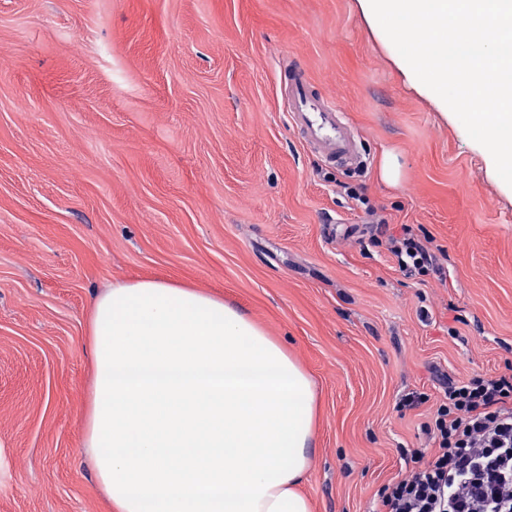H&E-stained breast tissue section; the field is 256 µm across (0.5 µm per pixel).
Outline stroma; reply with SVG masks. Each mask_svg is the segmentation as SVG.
Segmentation results:
<instances>
[{"mask_svg": "<svg viewBox=\"0 0 512 512\" xmlns=\"http://www.w3.org/2000/svg\"><path fill=\"white\" fill-rule=\"evenodd\" d=\"M1 54L0 512H112L81 433L88 316L115 281L233 301L309 373L315 512H377L433 445L443 377L512 364V187L359 0H0ZM293 62L357 131L358 168L290 126ZM405 225L441 275L399 268Z\"/></svg>", "mask_w": 512, "mask_h": 512, "instance_id": "obj_1", "label": "stroma"}]
</instances>
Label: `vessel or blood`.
<instances>
[{
  "instance_id": "b4317fda",
  "label": "vessel or blood",
  "mask_w": 512,
  "mask_h": 512,
  "mask_svg": "<svg viewBox=\"0 0 512 512\" xmlns=\"http://www.w3.org/2000/svg\"><path fill=\"white\" fill-rule=\"evenodd\" d=\"M285 98L289 120L308 147L332 164H361L358 137L345 113L314 87L302 68L289 71Z\"/></svg>"
}]
</instances>
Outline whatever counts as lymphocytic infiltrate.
I'll return each instance as SVG.
<instances>
[{
  "mask_svg": "<svg viewBox=\"0 0 512 512\" xmlns=\"http://www.w3.org/2000/svg\"><path fill=\"white\" fill-rule=\"evenodd\" d=\"M389 244L403 271H437L410 228ZM443 388L426 427L433 454L414 451L416 471L384 488L379 512H512V374L448 379Z\"/></svg>",
  "mask_w": 512,
  "mask_h": 512,
  "instance_id": "1",
  "label": "lymphocytic infiltrate"
}]
</instances>
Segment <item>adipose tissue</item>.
Listing matches in <instances>:
<instances>
[{
    "mask_svg": "<svg viewBox=\"0 0 512 512\" xmlns=\"http://www.w3.org/2000/svg\"><path fill=\"white\" fill-rule=\"evenodd\" d=\"M82 442L114 512H314L315 385L249 314L163 279L109 284L88 319Z\"/></svg>",
    "mask_w": 512,
    "mask_h": 512,
    "instance_id": "adipose-tissue-1",
    "label": "adipose tissue"
}]
</instances>
